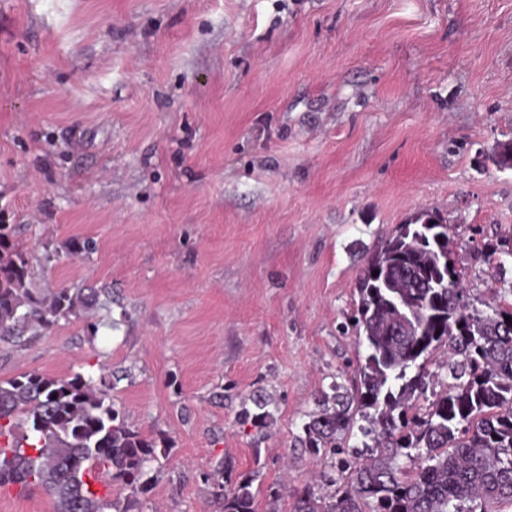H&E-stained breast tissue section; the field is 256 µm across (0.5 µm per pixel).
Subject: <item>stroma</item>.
I'll list each match as a JSON object with an SVG mask.
<instances>
[{
  "label": "stroma",
  "mask_w": 512,
  "mask_h": 512,
  "mask_svg": "<svg viewBox=\"0 0 512 512\" xmlns=\"http://www.w3.org/2000/svg\"><path fill=\"white\" fill-rule=\"evenodd\" d=\"M511 139L512 0H0V224L36 292L93 297L0 343V381L105 377L156 443L143 512H222L220 464L291 512L326 469L299 427L365 353L368 255L428 208L471 297L503 295ZM0 512L55 508L6 485Z\"/></svg>",
  "instance_id": "obj_1"
}]
</instances>
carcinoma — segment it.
Returning a JSON list of instances; mask_svg holds the SVG:
<instances>
[{
	"label": "carcinoma",
	"instance_id": "carcinoma-1",
	"mask_svg": "<svg viewBox=\"0 0 512 512\" xmlns=\"http://www.w3.org/2000/svg\"><path fill=\"white\" fill-rule=\"evenodd\" d=\"M491 161L511 169L512 140ZM356 291L367 348L357 381L321 392L298 436L333 474L297 490L292 512H512V302L475 305L449 227L428 209L367 258ZM86 306L69 288L35 292L27 251L0 224V342L22 346ZM440 355L444 382L428 369ZM355 429L361 445L350 448ZM155 458L91 377L0 382V486L40 488L56 512H140ZM103 477L116 494L93 491ZM205 479L223 512H256L251 481L228 487L222 466Z\"/></svg>",
	"mask_w": 512,
	"mask_h": 512
}]
</instances>
